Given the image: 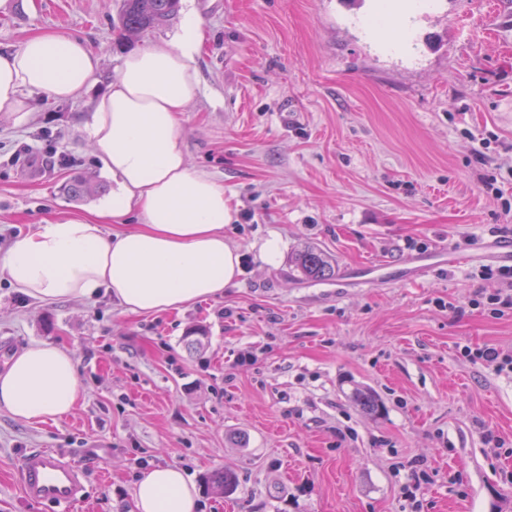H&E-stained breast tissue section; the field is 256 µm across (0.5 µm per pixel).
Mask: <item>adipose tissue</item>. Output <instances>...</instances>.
<instances>
[{"label": "adipose tissue", "mask_w": 512, "mask_h": 512, "mask_svg": "<svg viewBox=\"0 0 512 512\" xmlns=\"http://www.w3.org/2000/svg\"><path fill=\"white\" fill-rule=\"evenodd\" d=\"M201 24L187 14L170 44L138 48L96 101L89 141L117 188L94 218L38 225L0 253V278L39 300L105 296L124 312H171L219 298L242 272L224 228L235 212L224 184L189 161L180 116L198 98ZM101 58L85 40L44 33L0 51V115L27 120L33 95L88 89ZM111 232H104V222ZM85 387L74 354L32 343L0 370V410L29 424L71 414ZM184 468L158 464L136 482L132 512H198Z\"/></svg>", "instance_id": "1"}]
</instances>
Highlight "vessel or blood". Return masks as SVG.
<instances>
[{"mask_svg":"<svg viewBox=\"0 0 512 512\" xmlns=\"http://www.w3.org/2000/svg\"><path fill=\"white\" fill-rule=\"evenodd\" d=\"M20 477L24 494L32 502L51 501L69 508L84 497L83 468L56 449L26 451Z\"/></svg>","mask_w":512,"mask_h":512,"instance_id":"obj_1","label":"vessel or blood"}]
</instances>
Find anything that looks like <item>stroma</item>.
Returning <instances> with one entry per match:
<instances>
[{
  "mask_svg": "<svg viewBox=\"0 0 512 512\" xmlns=\"http://www.w3.org/2000/svg\"><path fill=\"white\" fill-rule=\"evenodd\" d=\"M202 21L201 93L181 116L192 162L224 183L243 272L218 300L157 315L108 299L36 301L0 281V367L20 348L74 352L72 414L26 424L0 410V512L28 501L31 448L87 472L73 512H132L139 476L183 467L202 512H512V286L481 243L512 234V0H181ZM115 0H11L0 51L54 32L103 63L70 102L0 120V251L32 225L112 202L89 147L97 98L129 47ZM86 181L70 198L62 185ZM282 242L277 266L256 254ZM313 247L334 275L287 259ZM467 266L411 271L440 250ZM377 273H369V266ZM200 329L206 346L188 350ZM379 409L357 406L354 390ZM235 472L231 496L207 484Z\"/></svg>",
  "mask_w": 512,
  "mask_h": 512,
  "instance_id": "35a3bbf8",
  "label": "stroma"
}]
</instances>
